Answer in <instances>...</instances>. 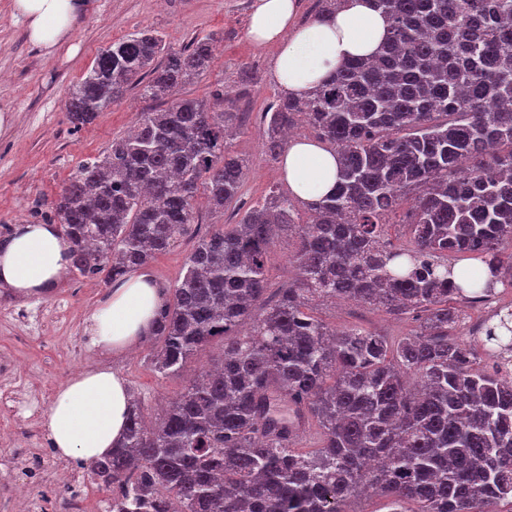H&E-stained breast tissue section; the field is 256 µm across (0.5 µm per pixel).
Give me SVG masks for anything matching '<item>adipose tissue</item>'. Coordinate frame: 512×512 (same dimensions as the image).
<instances>
[{
  "instance_id": "ef3b65f1",
  "label": "adipose tissue",
  "mask_w": 512,
  "mask_h": 512,
  "mask_svg": "<svg viewBox=\"0 0 512 512\" xmlns=\"http://www.w3.org/2000/svg\"><path fill=\"white\" fill-rule=\"evenodd\" d=\"M27 40L45 53L75 52L70 42L84 0H11ZM387 21L372 0H349L347 8L323 21L300 24L296 0H253L249 37L276 44L273 75L278 85L302 95L344 60L377 51ZM290 191L304 200L332 193L339 161L321 145L293 140L280 161ZM67 245L53 224L18 225L0 245V285L21 296H39L68 270ZM163 296L145 271L117 282L91 315L90 343L124 351L151 329ZM130 396L124 380L110 369L89 371L61 387L44 416V427L58 455L97 459L109 454L124 434Z\"/></svg>"
}]
</instances>
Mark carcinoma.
Returning a JSON list of instances; mask_svg holds the SVG:
<instances>
[{
	"instance_id": "cac0c4a2",
	"label": "carcinoma",
	"mask_w": 512,
	"mask_h": 512,
	"mask_svg": "<svg viewBox=\"0 0 512 512\" xmlns=\"http://www.w3.org/2000/svg\"><path fill=\"white\" fill-rule=\"evenodd\" d=\"M374 7L388 22L375 55L264 113L272 158L300 125L339 155L335 191L305 201L276 187L203 235L197 198L224 212L248 169L228 146L236 113L223 91L170 98L209 70L212 39L175 50L142 29L69 89L76 129L133 88L165 101L51 202L72 273L115 283L194 234L148 333L151 364L176 374L223 342L155 424L131 400L123 440L90 462L97 486L123 490L112 512H348L365 492L389 512H512V305L475 343L458 307L512 288V0ZM393 224L408 226L410 245L391 243ZM285 229L299 240L295 277L257 314L269 246ZM473 255L487 277L453 273ZM316 298L416 314L419 324L392 344L329 326L309 311ZM492 350L500 363L489 372L480 352ZM314 424L316 448H297Z\"/></svg>"
}]
</instances>
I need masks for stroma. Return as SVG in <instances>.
I'll return each instance as SVG.
<instances>
[{
  "label": "stroma",
  "instance_id": "35a3bbf8",
  "mask_svg": "<svg viewBox=\"0 0 512 512\" xmlns=\"http://www.w3.org/2000/svg\"><path fill=\"white\" fill-rule=\"evenodd\" d=\"M252 0H86L85 16L74 29L75 55H45L31 46L21 22L13 17L10 0H0V107L12 109L0 127V225L41 223L51 201L68 184L83 161L102 156L113 139L129 134L145 108L137 90L100 112L80 129L67 120L68 92L97 56L112 44L148 27L166 45L180 49L193 39L214 40L213 62L203 76L179 87L182 98H210L224 91V105L241 113L243 126L230 148L249 160L238 207L262 201L271 187L284 185L280 165L264 147L262 114L282 89L272 75L277 54L247 33ZM192 239H184L152 259L147 270L154 280L171 287L182 274ZM110 284L102 279L65 275L46 295L23 297L0 288V360L18 362L37 410L20 404L0 409V454L10 429L26 424L28 447L45 436L44 413L56 391L74 375L110 365L154 418L164 401L175 398L220 353L215 341L190 359L176 374L153 371L151 344L141 340L122 352L101 353L88 340L92 312L107 298ZM314 315L330 326L357 324L388 338L406 336L415 327L411 316H395L354 302L314 301Z\"/></svg>",
  "mask_w": 512,
  "mask_h": 512
}]
</instances>
